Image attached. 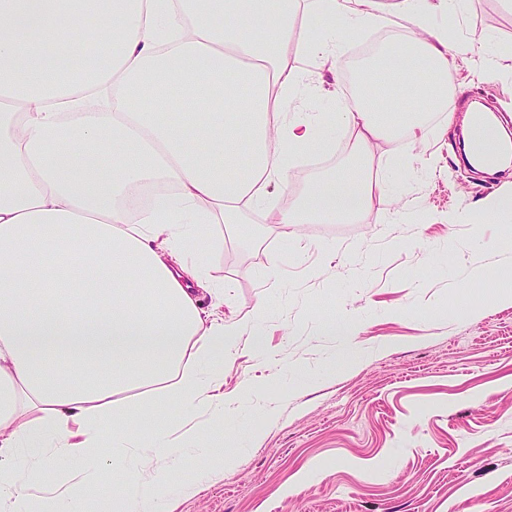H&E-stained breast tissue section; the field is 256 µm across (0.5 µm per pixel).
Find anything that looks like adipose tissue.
Returning <instances> with one entry per match:
<instances>
[{"mask_svg":"<svg viewBox=\"0 0 512 512\" xmlns=\"http://www.w3.org/2000/svg\"><path fill=\"white\" fill-rule=\"evenodd\" d=\"M462 2L400 0L403 39L326 121L303 111L308 75L289 59L334 62L384 21L380 0H0V512H172L174 492L198 490L188 462L233 467L208 438L234 404L219 350L243 327L188 258L219 247L210 225L264 209L332 125L361 160L382 146L417 160L440 103L421 75L452 84L457 61L433 18ZM401 77L412 104L392 112L384 89ZM150 184L160 193L134 206ZM386 189L340 168L275 222L293 241L315 219L357 224Z\"/></svg>","mask_w":512,"mask_h":512,"instance_id":"adipose-tissue-1","label":"adipose tissue"}]
</instances>
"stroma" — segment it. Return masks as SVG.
<instances>
[{"mask_svg":"<svg viewBox=\"0 0 512 512\" xmlns=\"http://www.w3.org/2000/svg\"><path fill=\"white\" fill-rule=\"evenodd\" d=\"M477 40L487 70L460 55L447 109L485 104L512 133V13L499 0H467L455 42ZM295 63L316 85L309 111L345 101L335 70ZM461 136L435 115L415 169L381 150L370 160L413 203L410 222L388 219L384 199L361 224H307L306 249L284 264L280 229L262 213L248 215L246 237L212 227L223 245L203 274L223 284L225 317L244 324L224 362V392L239 400L235 463L220 479L195 474L198 493L174 496L173 512H512V306L487 305L469 277L512 266V223L477 214L512 194V172L473 171ZM348 149L336 129L270 186L271 208L345 164ZM461 297L476 314L454 311ZM327 319L354 334L325 333Z\"/></svg>","mask_w":512,"mask_h":512,"instance_id":"obj_1","label":"stroma"}]
</instances>
